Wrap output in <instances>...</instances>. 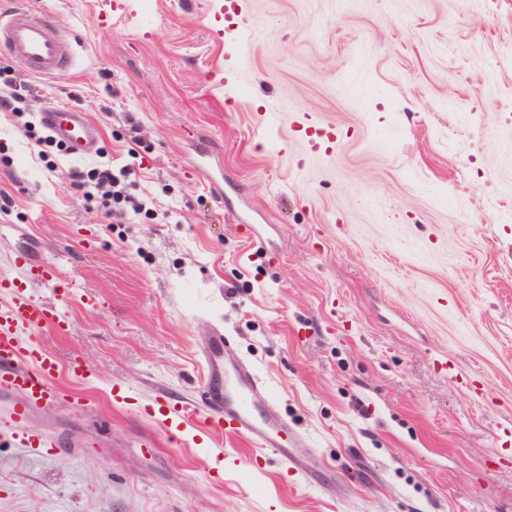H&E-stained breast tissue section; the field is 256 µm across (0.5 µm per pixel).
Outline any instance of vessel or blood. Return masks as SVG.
I'll return each instance as SVG.
<instances>
[{
  "instance_id": "1",
  "label": "vessel or blood",
  "mask_w": 512,
  "mask_h": 512,
  "mask_svg": "<svg viewBox=\"0 0 512 512\" xmlns=\"http://www.w3.org/2000/svg\"><path fill=\"white\" fill-rule=\"evenodd\" d=\"M0 52L37 75L63 78L75 66L72 41L55 33L50 20L24 8L0 20ZM43 123L64 139L75 157L90 155L101 131L86 113L76 109L44 112ZM16 270L0 275V436L41 454L55 447V439L30 428L33 414L56 404L65 390L57 382L58 367L45 349L41 335L53 331L64 335L68 319L64 303L70 285L56 263L30 265L16 255ZM41 282L52 294L50 300L35 301L28 284ZM229 344L223 329H214L208 339L204 362L208 368L206 388L200 399L180 407L159 406L168 435L187 444L199 437L215 444L224 437L242 438L260 454L277 456L287 471L310 484L314 476L288 452V431L275 407L265 412L254 409L251 397L261 385L255 370L244 363L233 371L224 369V351Z\"/></svg>"
}]
</instances>
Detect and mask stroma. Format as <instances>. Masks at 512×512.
I'll use <instances>...</instances> for the list:
<instances>
[{
    "mask_svg": "<svg viewBox=\"0 0 512 512\" xmlns=\"http://www.w3.org/2000/svg\"><path fill=\"white\" fill-rule=\"evenodd\" d=\"M72 33L76 71L30 115L86 112L98 151H35L0 111V273L74 285L37 412L88 450L0 440V512H512V0H0ZM253 28L215 43L211 26ZM336 129L331 153L298 131ZM34 135V136H35ZM125 167L140 214L67 177ZM207 174H200L199 164ZM224 186L214 192L213 183ZM224 329L317 481L243 439L176 446ZM88 370L84 380L72 362ZM130 397L112 403L113 385Z\"/></svg>",
    "mask_w": 512,
    "mask_h": 512,
    "instance_id": "obj_1",
    "label": "stroma"
}]
</instances>
